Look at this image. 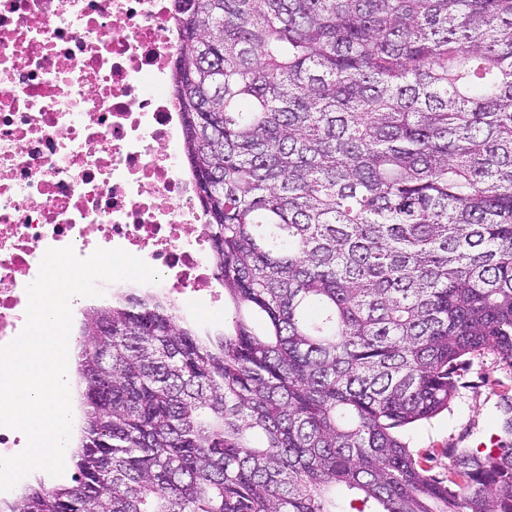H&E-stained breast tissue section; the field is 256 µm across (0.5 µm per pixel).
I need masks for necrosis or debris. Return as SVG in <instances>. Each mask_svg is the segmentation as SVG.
Returning <instances> with one entry per match:
<instances>
[{
    "label": "necrosis or debris",
    "instance_id": "necrosis-or-debris-1",
    "mask_svg": "<svg viewBox=\"0 0 512 512\" xmlns=\"http://www.w3.org/2000/svg\"><path fill=\"white\" fill-rule=\"evenodd\" d=\"M167 0H0V345L47 249L121 248L172 300L212 290L166 90Z\"/></svg>",
    "mask_w": 512,
    "mask_h": 512
}]
</instances>
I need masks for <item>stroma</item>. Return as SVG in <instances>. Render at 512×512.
<instances>
[{
	"label": "stroma",
	"instance_id": "35a3bbf8",
	"mask_svg": "<svg viewBox=\"0 0 512 512\" xmlns=\"http://www.w3.org/2000/svg\"><path fill=\"white\" fill-rule=\"evenodd\" d=\"M181 321L199 334H216L230 325L233 305L229 299L211 302L208 293L186 294L177 307ZM459 389L447 411L401 429L413 453L424 457L432 475L444 477L452 449L473 447L499 434L502 397L512 398V361L485 352L458 367Z\"/></svg>",
	"mask_w": 512,
	"mask_h": 512
}]
</instances>
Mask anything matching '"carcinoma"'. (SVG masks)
<instances>
[{
	"mask_svg": "<svg viewBox=\"0 0 512 512\" xmlns=\"http://www.w3.org/2000/svg\"><path fill=\"white\" fill-rule=\"evenodd\" d=\"M171 95L232 326L80 324L73 484L0 512H512V446L398 429L512 360V0H180Z\"/></svg>",
	"mask_w": 512,
	"mask_h": 512,
	"instance_id": "1",
	"label": "carcinoma"
}]
</instances>
